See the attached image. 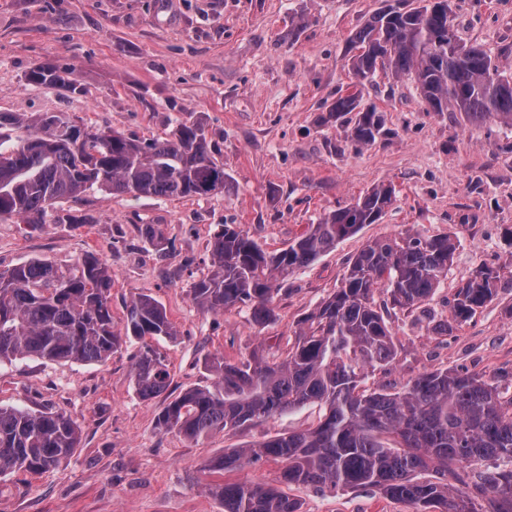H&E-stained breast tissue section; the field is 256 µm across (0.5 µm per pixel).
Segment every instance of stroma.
<instances>
[{
  "instance_id": "1",
  "label": "stroma",
  "mask_w": 512,
  "mask_h": 512,
  "mask_svg": "<svg viewBox=\"0 0 512 512\" xmlns=\"http://www.w3.org/2000/svg\"><path fill=\"white\" fill-rule=\"evenodd\" d=\"M385 0H0V112H63L94 128L143 139L166 136L178 118L199 117L232 178L229 194L132 197L94 191L60 204L74 224L31 228L0 220V270L31 258L70 265L92 253L112 267V319L147 294L176 334L153 341L171 374L168 389L139 397L133 365L140 342L103 363L20 358L0 364V406L52 408L75 420L81 441L58 468L0 476V512H224L209 485L254 480L274 487L281 463L224 473L207 467L225 449L315 426L310 405L238 433L194 442L156 426L183 390L212 382L204 361L235 362L262 350L275 360L299 320L339 285L366 241L398 234L455 236L447 278L423 305L426 319L392 310L399 356L365 385L402 386L433 370L512 375V128L475 124L455 112L425 111L413 83L379 76L362 104L385 116L387 133L358 148L342 128L318 125L348 91L349 40ZM460 40L480 45L512 72V0H452ZM74 68L78 92L26 81L38 62ZM395 204L285 281L277 319L251 326L244 309L202 311L190 289L211 265V241L237 224L263 248L289 240L325 213L379 183ZM163 250L144 239L145 227ZM498 268L493 300L447 335L448 302L479 265ZM302 512H413L372 489L320 493L290 486Z\"/></svg>"
}]
</instances>
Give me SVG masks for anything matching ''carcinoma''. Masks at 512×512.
Returning a JSON list of instances; mask_svg holds the SVG:
<instances>
[{"mask_svg":"<svg viewBox=\"0 0 512 512\" xmlns=\"http://www.w3.org/2000/svg\"><path fill=\"white\" fill-rule=\"evenodd\" d=\"M451 0H395L375 13L350 41L347 66L354 91L337 94L327 116L364 147L386 134L384 115L361 106L378 73L409 80L428 112H459L473 123L512 127V74L477 45L459 42ZM28 82L79 90L74 71L53 62L33 65ZM201 119L175 120L165 138L139 139L91 130L62 112L0 113V219L26 224H76L56 205L91 191L136 197H207L230 193L232 183L214 156ZM396 201L381 183L354 202L307 224L288 247L268 252L238 224L214 235L208 272L191 288L207 313L249 311L264 327L275 319L278 285L314 263L366 224H377ZM456 250L448 233L386 237L366 243L348 262L340 285L301 321L287 355L268 361L254 353L231 363L208 361L214 380L167 403L157 426L190 440L243 430L318 404L316 427L231 448L212 467L224 472L261 461L283 464L280 482L314 490L372 488L412 505L415 512H512V381L435 370L399 390L369 389L368 373L391 365L397 350L374 294L392 307L418 310L447 278ZM500 271L480 265L461 283L448 307L462 324L492 301ZM112 268L86 255L72 265L35 258L0 271V363L17 357L51 362L103 363L131 340L176 335L163 307L140 295L126 306L123 329L112 323ZM137 394L166 391L170 372L151 346L133 369ZM81 429L44 407H0V475L57 468L77 448ZM432 471L436 480L420 481ZM209 492L224 512H301L300 503L261 482L217 485Z\"/></svg>","mask_w":512,"mask_h":512,"instance_id":"obj_1","label":"carcinoma"}]
</instances>
